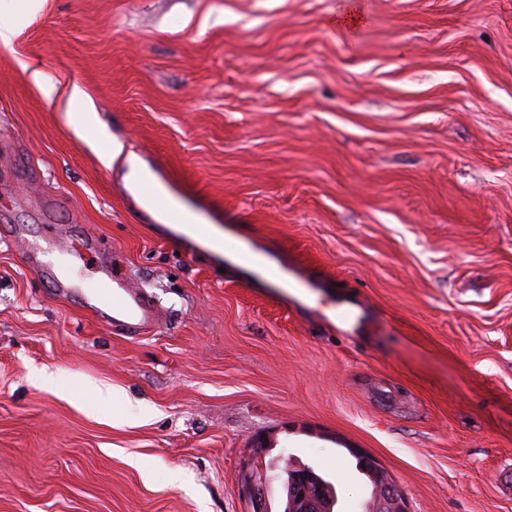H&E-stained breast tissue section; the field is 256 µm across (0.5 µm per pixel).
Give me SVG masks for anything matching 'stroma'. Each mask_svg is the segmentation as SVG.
Instances as JSON below:
<instances>
[{
	"label": "stroma",
	"mask_w": 512,
	"mask_h": 512,
	"mask_svg": "<svg viewBox=\"0 0 512 512\" xmlns=\"http://www.w3.org/2000/svg\"><path fill=\"white\" fill-rule=\"evenodd\" d=\"M0 25V512H244L248 462L280 512L287 456L361 512L355 448L408 512H512V0H0ZM128 153L223 252L156 220ZM116 270L157 301L144 335L96 314ZM68 102L70 108L78 109V112H71V109L67 111L75 131L89 142L105 141L107 143L108 150L102 159L107 166H110L112 161L123 152V144L114 139L108 129L100 123L91 99L79 84L73 83L69 86Z\"/></svg>",
	"instance_id": "1"
}]
</instances>
